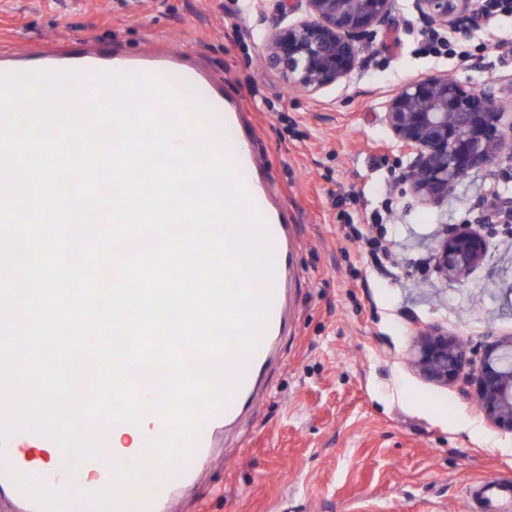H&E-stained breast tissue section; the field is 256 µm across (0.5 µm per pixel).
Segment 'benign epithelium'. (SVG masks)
<instances>
[{
    "label": "benign epithelium",
    "mask_w": 512,
    "mask_h": 512,
    "mask_svg": "<svg viewBox=\"0 0 512 512\" xmlns=\"http://www.w3.org/2000/svg\"><path fill=\"white\" fill-rule=\"evenodd\" d=\"M416 18L430 32H458L482 20L475 0H413ZM254 11L271 15L263 60L285 82L307 94L349 79L363 66L372 38L400 17L399 0H254ZM294 19H288V15ZM391 139L410 159L402 180L426 204L446 199L471 172L508 154L512 162V113L497 105V90L476 88L443 74L402 83L383 105ZM486 256L474 228H443L433 250L444 280L464 276ZM472 357L461 341L437 326L422 329L410 365L423 377L446 384L464 379L478 408L496 428L512 433V340L484 348L478 372L466 373Z\"/></svg>",
    "instance_id": "7a95c632"
}]
</instances>
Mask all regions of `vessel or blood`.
<instances>
[{"mask_svg":"<svg viewBox=\"0 0 512 512\" xmlns=\"http://www.w3.org/2000/svg\"><path fill=\"white\" fill-rule=\"evenodd\" d=\"M42 70L52 73L77 71L75 88L91 91L99 73L117 71L147 73L162 77L178 93L176 101L157 106L162 115L184 110L187 103L197 106L188 118L208 134L207 146L224 154L235 167L233 183H246L250 199L243 211L245 218L261 216L270 239L268 249L273 263L272 277L258 276L252 289L269 299V317L259 351L252 359L236 352L221 357L230 375L227 393L215 410L200 414L202 430L194 453L175 463L162 462L150 447L155 439L171 428L159 409L147 408L145 419L156 422V429L143 437L145 447L131 455H119L112 461L92 459L81 463L74 475H67L61 464L39 472L25 452L34 447L49 448L53 442L30 429H21L0 442V490L8 489L15 512H160V506L178 488L192 481L201 462L214 450L215 434L225 420L233 418L240 407L251 402L256 393V372L267 363L273 340L283 318L282 283L286 274L288 253L287 226L261 187L262 168L253 155L249 139L239 122L226 113L220 88L200 72L185 64L181 53L167 51L146 53L136 58L116 59L111 52H80L54 59L39 52L0 58V74L13 71ZM80 489V496H70V489ZM479 497L486 512H495L500 500H512V484L500 480L482 483Z\"/></svg>","mask_w":512,"mask_h":512,"instance_id":"vessel-or-blood-1","label":"vessel or blood"}]
</instances>
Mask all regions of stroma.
<instances>
[{"label": "stroma", "mask_w": 512, "mask_h": 512, "mask_svg": "<svg viewBox=\"0 0 512 512\" xmlns=\"http://www.w3.org/2000/svg\"><path fill=\"white\" fill-rule=\"evenodd\" d=\"M400 4V23L366 48L359 72L307 95L261 63L269 20L241 0H0V55L183 52L251 133L263 187L286 216L285 325L258 395L169 512H477L466 486L512 481V434L462 382L427 381L409 364L429 324L475 350L512 334V235L483 205L491 186L512 199V166L473 173L424 206L399 181L409 159L382 123L393 89L433 73L495 83L512 108V10L474 29L464 62L427 53L412 0ZM374 213L396 243L384 269L338 231ZM461 224L480 227L487 256L446 282L431 253L443 227Z\"/></svg>", "instance_id": "35a3bbf8"}]
</instances>
